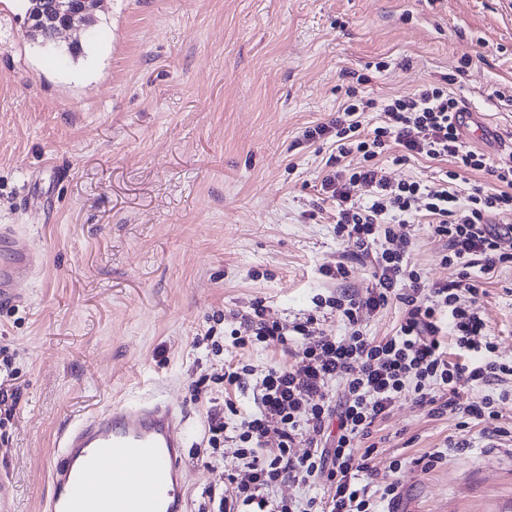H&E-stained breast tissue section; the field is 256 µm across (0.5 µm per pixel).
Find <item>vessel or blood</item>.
<instances>
[{"mask_svg":"<svg viewBox=\"0 0 512 512\" xmlns=\"http://www.w3.org/2000/svg\"><path fill=\"white\" fill-rule=\"evenodd\" d=\"M0 261V304L25 298L20 285L41 264L35 249L16 247ZM187 420L163 400L108 407L73 425L50 464V512H186Z\"/></svg>","mask_w":512,"mask_h":512,"instance_id":"vessel-or-blood-1","label":"vessel or blood"}]
</instances>
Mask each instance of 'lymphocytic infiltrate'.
<instances>
[{
  "instance_id": "1",
  "label": "lymphocytic infiltrate",
  "mask_w": 512,
  "mask_h": 512,
  "mask_svg": "<svg viewBox=\"0 0 512 512\" xmlns=\"http://www.w3.org/2000/svg\"><path fill=\"white\" fill-rule=\"evenodd\" d=\"M455 75L427 83L385 101L348 88L334 117L306 128L309 142L332 141L331 173L321 188L336 204V234L354 257L373 258L370 285L348 284L345 263L324 268L337 284L335 294L318 300L350 327L348 336L310 338L314 315L290 325L271 316L263 301L251 303L247 321L256 342L295 355L293 364L257 371L225 364L219 380L225 392L252 387L256 408L236 426L240 448L235 472L225 491L206 490L210 512H382L395 505L399 486L377 480L372 465L379 448L370 438L376 425L402 396L433 417L454 418L458 435L418 459L423 470L441 463L449 450L469 447L471 423L494 445L512 447V422L503 421L499 401L512 396V362L494 358L483 299L486 282L512 265V149L496 159L463 142L454 116L463 111L449 92ZM379 113L378 122L367 119ZM399 162L425 158L448 162L435 185L418 180L393 181L380 164L389 147ZM478 173L466 196L454 185ZM427 218L432 238L444 244L443 265L449 280L427 283L410 260L413 244L398 236L395 225ZM396 303L402 318L393 335L375 339L361 329L364 319ZM342 384L341 401L329 388ZM335 424L333 446L323 442L326 424ZM280 439L279 453L266 456L269 434ZM309 451H293L298 436ZM305 488L306 496L277 501L271 489L282 480ZM325 484L327 494L312 495Z\"/></svg>"
}]
</instances>
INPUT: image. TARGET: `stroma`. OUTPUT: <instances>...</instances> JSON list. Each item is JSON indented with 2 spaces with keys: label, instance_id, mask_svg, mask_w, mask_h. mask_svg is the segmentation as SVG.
Returning <instances> with one entry per match:
<instances>
[{
  "label": "stroma",
  "instance_id": "35a3bbf8",
  "mask_svg": "<svg viewBox=\"0 0 512 512\" xmlns=\"http://www.w3.org/2000/svg\"><path fill=\"white\" fill-rule=\"evenodd\" d=\"M101 38L80 54L27 34L17 0H0V225L45 260L26 299L0 306V349L14 380L0 415L8 512H45L50 460L73 421L146 394L189 417L187 512L224 490L239 442L210 461L208 404L223 361L262 370L275 347H234L262 300L272 316L316 319L315 336L349 328L318 298L321 268L346 262L363 287L372 263L336 235L320 192L330 146L306 127L335 113L347 87L404 95L466 66L450 90L494 131L484 153L512 143V0H102ZM429 283L450 277L427 223L397 225ZM495 357L512 360V268L486 286ZM456 432L448 417L402 399L374 429L379 478L395 477L396 512H512V450L472 428L471 448L428 472L414 457ZM410 463L391 473L395 457Z\"/></svg>",
  "mask_w": 512,
  "mask_h": 512
}]
</instances>
